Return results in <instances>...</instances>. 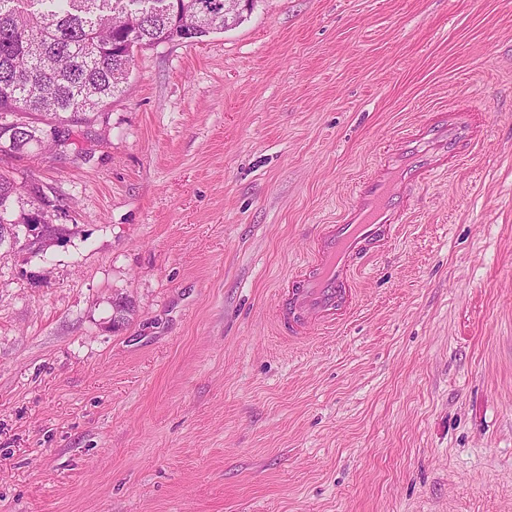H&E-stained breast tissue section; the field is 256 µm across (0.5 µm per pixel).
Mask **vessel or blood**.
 Listing matches in <instances>:
<instances>
[{
  "mask_svg": "<svg viewBox=\"0 0 512 512\" xmlns=\"http://www.w3.org/2000/svg\"><path fill=\"white\" fill-rule=\"evenodd\" d=\"M483 127L482 114L455 109L395 140L378 168L355 184L352 204L316 236L303 270L292 274L288 301L278 312L289 337H309L303 319L327 326L343 319L358 286V259L401 223L412 190L433 171L463 162V146L476 144Z\"/></svg>",
  "mask_w": 512,
  "mask_h": 512,
  "instance_id": "obj_1",
  "label": "vessel or blood"
}]
</instances>
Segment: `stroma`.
<instances>
[{"mask_svg":"<svg viewBox=\"0 0 512 512\" xmlns=\"http://www.w3.org/2000/svg\"><path fill=\"white\" fill-rule=\"evenodd\" d=\"M464 100L487 136L354 315L285 339L319 225ZM103 112L81 155H0L70 230L0 247V512H512V0H257Z\"/></svg>","mask_w":512,"mask_h":512,"instance_id":"stroma-1","label":"stroma"}]
</instances>
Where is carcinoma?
Masks as SVG:
<instances>
[{"label":"carcinoma","instance_id":"carcinoma-1","mask_svg":"<svg viewBox=\"0 0 512 512\" xmlns=\"http://www.w3.org/2000/svg\"><path fill=\"white\" fill-rule=\"evenodd\" d=\"M224 31L223 0H0V154L15 157L74 145V128H91L99 109L125 92L134 55L129 34L147 47L194 41ZM20 115L28 124L19 126ZM0 174V245L12 224L51 226L53 203L37 184L29 201Z\"/></svg>","mask_w":512,"mask_h":512}]
</instances>
